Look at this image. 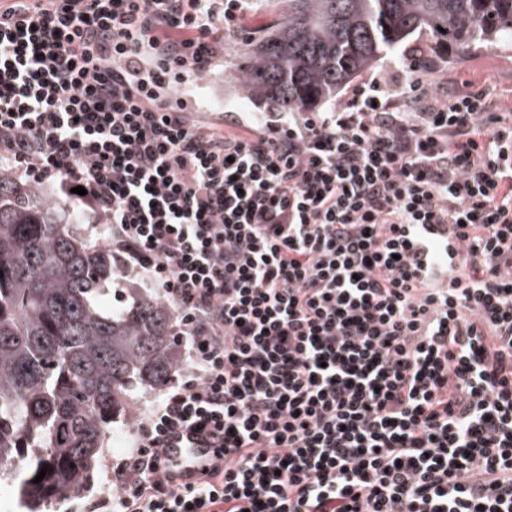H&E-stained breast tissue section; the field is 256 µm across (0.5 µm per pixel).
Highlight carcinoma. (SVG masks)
Listing matches in <instances>:
<instances>
[{
    "label": "carcinoma",
    "instance_id": "carcinoma-1",
    "mask_svg": "<svg viewBox=\"0 0 512 512\" xmlns=\"http://www.w3.org/2000/svg\"><path fill=\"white\" fill-rule=\"evenodd\" d=\"M285 3L236 52L242 95L275 112L336 102L418 31L461 51L512 39V0ZM61 207L0 167V482L31 512L83 490L129 392L159 389L180 365L174 310L150 291L109 307L112 252L66 232L76 219Z\"/></svg>",
    "mask_w": 512,
    "mask_h": 512
}]
</instances>
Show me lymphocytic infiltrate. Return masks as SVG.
<instances>
[{"instance_id":"obj_1","label":"lymphocytic infiltrate","mask_w":512,"mask_h":512,"mask_svg":"<svg viewBox=\"0 0 512 512\" xmlns=\"http://www.w3.org/2000/svg\"><path fill=\"white\" fill-rule=\"evenodd\" d=\"M251 2L0 7V166L178 320L100 512H512V107L418 58L232 131L172 106ZM168 455L173 464L179 467L178 474L181 477L208 465L212 459L210 448H171L168 449Z\"/></svg>"}]
</instances>
